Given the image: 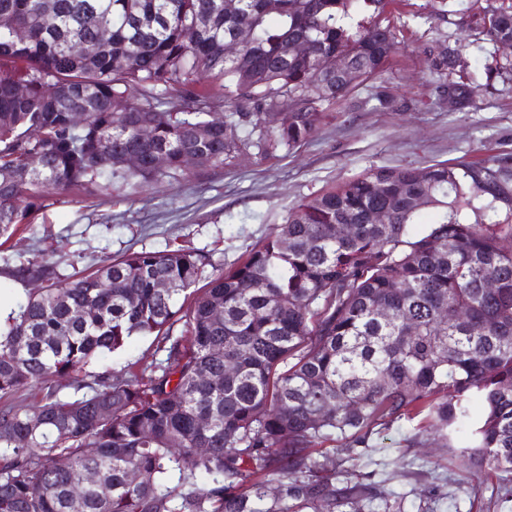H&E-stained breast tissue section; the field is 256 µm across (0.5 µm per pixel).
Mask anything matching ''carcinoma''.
Returning a JSON list of instances; mask_svg holds the SVG:
<instances>
[{
	"mask_svg": "<svg viewBox=\"0 0 512 512\" xmlns=\"http://www.w3.org/2000/svg\"><path fill=\"white\" fill-rule=\"evenodd\" d=\"M390 4L0 0V15L26 31L0 27V241L54 196L176 181L190 154L224 168L308 141L397 53L382 24ZM359 13L372 21L354 29L346 19ZM475 24L493 45L512 42V0ZM231 38L240 49L228 57ZM458 57L429 49L431 68L467 100L478 84ZM489 57L485 85L512 81V59ZM511 179L506 158L370 168L297 201L217 274L188 247L108 257L69 280L44 256L12 269L32 289L0 326V398L45 393L34 411L0 408V512H360L379 493L362 482L355 449L422 413L444 437L470 434L469 479L489 471L507 487ZM426 209L437 220L412 232ZM373 211L387 223H369ZM343 224L351 231L338 237ZM136 335L154 337L163 359L86 382L91 361ZM59 375L88 392L58 398ZM333 436L339 447L318 451ZM92 470L110 496L85 483Z\"/></svg>",
	"mask_w": 512,
	"mask_h": 512,
	"instance_id": "obj_1",
	"label": "carcinoma"
}]
</instances>
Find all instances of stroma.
Returning a JSON list of instances; mask_svg holds the SVG:
<instances>
[{
    "label": "stroma",
    "mask_w": 512,
    "mask_h": 512,
    "mask_svg": "<svg viewBox=\"0 0 512 512\" xmlns=\"http://www.w3.org/2000/svg\"><path fill=\"white\" fill-rule=\"evenodd\" d=\"M492 2L395 0L389 20L399 52L380 78L331 106L309 141L267 158H240L221 171L196 168L177 182L120 186L95 199L51 204L33 228L0 246V269L46 254L68 276L109 256L180 245L224 268L272 234L294 202L367 169L512 157V83L478 89L456 105L441 78L430 74L425 52L437 41L461 47L470 70L481 71L489 45L470 22ZM156 357L152 337L135 336L91 369L117 372ZM423 427L419 419L402 421L373 435L358 451L359 471L390 492L402 512H512V496L495 479L464 482L457 462L467 438L451 444L432 434L413 444Z\"/></svg>",
    "instance_id": "obj_1"
}]
</instances>
